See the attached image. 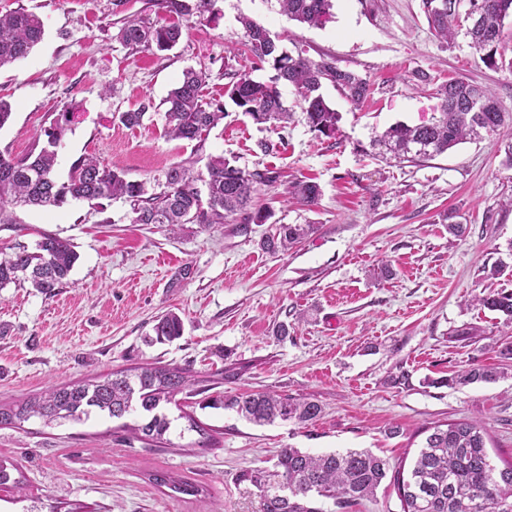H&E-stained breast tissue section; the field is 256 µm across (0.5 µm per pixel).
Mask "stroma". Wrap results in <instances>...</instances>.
<instances>
[{"label":"stroma","instance_id":"1","mask_svg":"<svg viewBox=\"0 0 512 512\" xmlns=\"http://www.w3.org/2000/svg\"><path fill=\"white\" fill-rule=\"evenodd\" d=\"M147 0H0V12L23 8L44 23L27 58L0 69V97L10 122L0 153L20 158L45 142V129L69 112L55 176L67 180L85 155L149 181L175 163L203 169L224 155L249 172L269 174L255 201L263 224L233 219L202 229L136 224L128 203L70 202L54 210L19 208L0 224V255L35 248L43 236L67 240L78 260L54 296L29 284L0 289V403L53 386L145 363L178 366L203 395H177L209 429V439L179 420L165 444L134 431L137 416L47 425L33 418L0 427V460L25 475L23 495L0 491V512H258L257 490L242 470L272 467L281 449L313 454L367 449L397 463L413 460L426 427L476 421L493 463L512 457V374L460 388L437 379L474 366H502L498 348L512 336L500 313L474 306L492 289L512 290V168L505 135L460 144L416 163L375 157L374 133L436 112L437 85L462 77L495 92L512 113V22L504 24L502 66L490 69L465 38L447 43L428 26L421 0H334L332 18L315 28L288 19L277 0H217L216 14L184 17L183 37L167 51L128 48L117 23ZM266 27L289 51L329 58L366 78L371 94L353 108L332 85L323 95L341 115L335 137L313 132L293 89L281 86L294 112L287 128L255 124L233 104L204 142L162 133V102L186 68L208 74L204 100L222 98L231 74L252 71L238 22ZM254 79L267 80L264 71ZM428 75L430 84L419 81ZM153 107L141 125L122 113ZM268 142L262 152L259 142ZM297 178L317 182L316 205L290 203ZM464 225L448 232L444 215ZM314 231L288 252L267 251L280 226ZM176 312L183 336L147 338L157 316ZM473 326L477 335H459ZM270 390L309 397L322 408L311 424L259 426L204 397ZM164 470L195 483L198 496L154 485Z\"/></svg>","mask_w":512,"mask_h":512}]
</instances>
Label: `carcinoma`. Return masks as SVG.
I'll return each mask as SVG.
<instances>
[{"mask_svg":"<svg viewBox=\"0 0 512 512\" xmlns=\"http://www.w3.org/2000/svg\"><path fill=\"white\" fill-rule=\"evenodd\" d=\"M283 12L300 24L321 27L331 17L332 0H278ZM461 0H422L429 26L437 36L454 43L464 31ZM481 16V26L467 34L470 47L488 67L498 65V49L505 20L512 17V0H468ZM189 12L185 0H149V11L123 19L116 39L131 48H172L182 36V27L168 21ZM244 31V52L253 67L267 68L265 81L249 74L235 73L228 83L229 99L257 124L275 130L288 124L291 113L285 108L279 85L292 86L305 106L309 127L332 138L338 131L340 115L325 101L321 89L330 83L354 106L369 95V83L359 74L336 66L333 60L308 57L299 49H282L278 39L247 17L239 18ZM42 20L33 12L17 9L0 14V68L27 57L43 39ZM207 74L189 68L163 100V135L172 139L203 141L204 136L224 119V103H201ZM440 112L428 123L410 126L396 123L376 133L372 148L381 156L415 162L432 159L467 140H478L482 133L512 128V114L504 112L492 89L463 79L440 86ZM63 123L45 131L47 145L36 155L21 159L0 153V224L15 223L16 207H60L70 201L99 199L123 200L130 204L132 223L166 224L175 231L184 224L209 227L224 224L237 215L246 223L263 224L270 217L266 210L249 211L257 185L270 180L248 172L223 156H211L205 170L173 164L151 181H128L124 175L103 166L93 156L78 159L68 179L56 180V143L61 140ZM297 203L311 207L320 196L311 181L294 182L288 191ZM311 224H288L278 235L264 241L269 250H288L313 232ZM77 260L71 244L46 236L35 250L25 247L0 257V289L27 279L38 292L52 296L67 283ZM477 304L497 311L512 323V290L502 288L476 298ZM155 341L172 342L183 336L184 323L175 312L160 316L153 326ZM507 372L473 367L431 385L465 386L491 382ZM196 380L190 372L166 365L146 363L132 370L91 376L61 384L38 396L10 405H0V427L19 426L32 417L50 424L59 420H80L92 411L120 419L139 412L143 421L134 430L140 439L164 442L176 419H185L201 436L208 428L195 417L182 413L174 418L167 405L175 396L190 389ZM210 407L236 411L249 422L270 424L277 419L307 424L315 421L321 406L308 398L282 397L271 392L246 396L215 397ZM20 469L0 462V487L23 489ZM158 486L197 496L199 488L188 481H176L166 471L152 474ZM240 480L258 490L259 512H326L317 506L330 501L341 512L375 496L384 481L393 485L401 512H512V460L499 469L489 457L482 428L460 420L437 425L426 437L410 468L390 462L369 450L349 449L311 455L299 448H283L273 469L258 467L241 473Z\"/></svg>","mask_w":512,"mask_h":512,"instance_id":"carcinoma-1","label":"carcinoma"}]
</instances>
